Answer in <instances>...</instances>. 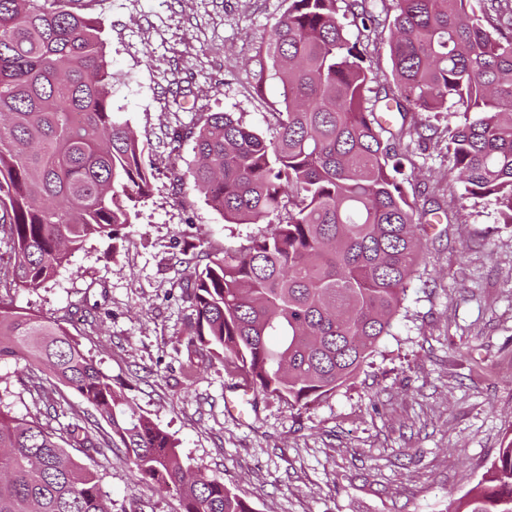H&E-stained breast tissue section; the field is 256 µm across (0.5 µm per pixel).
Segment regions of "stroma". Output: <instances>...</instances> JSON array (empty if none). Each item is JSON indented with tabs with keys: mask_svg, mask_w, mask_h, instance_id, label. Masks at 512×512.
I'll return each instance as SVG.
<instances>
[{
	"mask_svg": "<svg viewBox=\"0 0 512 512\" xmlns=\"http://www.w3.org/2000/svg\"><path fill=\"white\" fill-rule=\"evenodd\" d=\"M290 0H99L112 63V107L137 133L152 189L135 223L75 252L53 280L5 303L59 320L115 386L176 442L183 461L223 481L254 512H448L512 440V224L491 198L465 197L448 172L459 112H416L399 179L426 216L422 263L389 336L347 386L295 410L249 391L244 418L226 399L245 381L190 340L191 309L170 264L220 257L269 232L228 224L194 187V139L167 131L231 112L272 137L282 86L267 54ZM341 20L379 78L387 36ZM24 365L0 366L13 414H38ZM112 512H180L120 450L87 459Z\"/></svg>",
	"mask_w": 512,
	"mask_h": 512,
	"instance_id": "1",
	"label": "stroma"
}]
</instances>
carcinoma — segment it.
<instances>
[{"label":"carcinoma","mask_w":512,"mask_h":512,"mask_svg":"<svg viewBox=\"0 0 512 512\" xmlns=\"http://www.w3.org/2000/svg\"><path fill=\"white\" fill-rule=\"evenodd\" d=\"M75 0H0V288H42L96 236L137 217L151 173L136 132L112 108L100 18ZM338 0H291L268 52L282 85L266 139L229 112L200 116L195 185L227 224L270 233L199 267L182 252L191 341L220 350L244 380L295 408L347 384L390 332L419 264L416 201L395 173L400 138L387 139L366 92L376 81L349 43ZM396 0L389 48L396 89L385 109L453 108L467 115L448 143L449 172L468 198L492 197L512 223V0ZM379 35L366 0H349ZM120 199L123 206L114 207ZM46 377L29 386L55 407V384L75 391L112 429L84 421L20 422L0 400V512H112L90 457L120 448L137 472L178 498L181 512H253L186 466L170 435L138 413L54 319L0 305V362ZM451 512H512V439Z\"/></svg>","instance_id":"1"}]
</instances>
